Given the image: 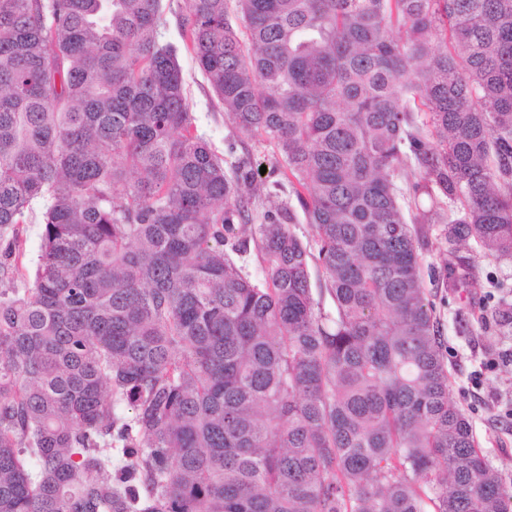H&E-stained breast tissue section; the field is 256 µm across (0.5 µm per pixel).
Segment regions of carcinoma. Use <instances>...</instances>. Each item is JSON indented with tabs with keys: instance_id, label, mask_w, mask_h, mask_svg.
<instances>
[{
	"instance_id": "carcinoma-1",
	"label": "carcinoma",
	"mask_w": 512,
	"mask_h": 512,
	"mask_svg": "<svg viewBox=\"0 0 512 512\" xmlns=\"http://www.w3.org/2000/svg\"><path fill=\"white\" fill-rule=\"evenodd\" d=\"M182 2L178 44L164 0H0L4 256L43 204L0 289V512H512L406 216L450 287L471 241L512 261V0ZM183 50L294 184L258 280L255 176L192 132ZM41 210L36 209L33 218L27 224H20L17 230V243L12 258L9 260L11 270L2 278V288H28L33 281V269L40 248ZM18 268V270H17Z\"/></svg>"
}]
</instances>
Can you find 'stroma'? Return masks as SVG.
Masks as SVG:
<instances>
[{"label": "stroma", "instance_id": "35a3bbf8", "mask_svg": "<svg viewBox=\"0 0 512 512\" xmlns=\"http://www.w3.org/2000/svg\"><path fill=\"white\" fill-rule=\"evenodd\" d=\"M179 63L185 80L194 128L210 142L220 157L235 153L252 166H266L261 175L262 193L253 199L252 212L260 214L268 204L265 193L274 180L270 170L276 165L273 144L261 137L237 130L224 121L218 104L191 54H182ZM41 214L19 225L15 251L8 274L0 286L28 288L40 248ZM421 238L424 283L436 305L444 336L445 357L450 373L449 394L456 400L473 426L475 436L504 485L512 488V327L496 325L493 315L500 307L496 282H512V264L482 257L474 245L461 248L458 263L471 268L478 286L461 281L448 285L439 227L429 224Z\"/></svg>", "mask_w": 512, "mask_h": 512}]
</instances>
